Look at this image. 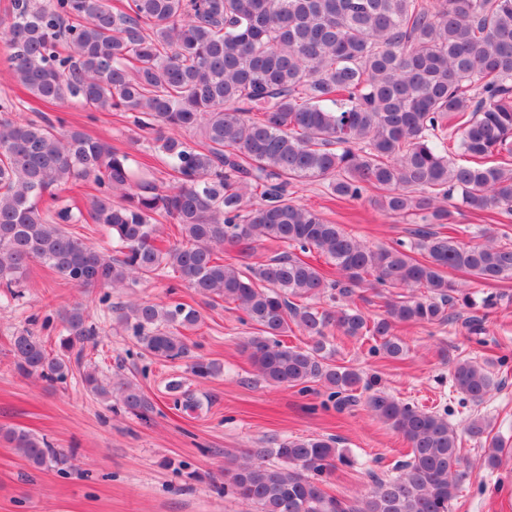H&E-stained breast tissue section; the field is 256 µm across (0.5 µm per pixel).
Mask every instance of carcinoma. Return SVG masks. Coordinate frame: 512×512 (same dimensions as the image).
<instances>
[{
  "mask_svg": "<svg viewBox=\"0 0 512 512\" xmlns=\"http://www.w3.org/2000/svg\"><path fill=\"white\" fill-rule=\"evenodd\" d=\"M17 82L45 102H75L97 112H129L171 170L166 186L132 181V155L100 138L40 122L0 120V287L12 289L39 263L74 286L117 288L167 276L209 301L235 304L259 334L243 346L267 383L321 382L336 410L366 406L409 445L401 474L352 504L330 494L323 476L348 463L332 437H297L257 448L224 466L230 494L256 512H449L469 475L447 414L420 409L362 384L355 369L329 363L333 331L374 340L373 352L401 360L398 324L448 321L470 296L448 276L485 284L512 278V248L467 244L441 231L415 230L420 261L397 248L373 250L338 224L296 202L290 188L319 182L332 198L374 203L392 216L449 220L438 206L456 200L475 211L512 215V0H13L3 32ZM183 131L200 135L192 145ZM465 159L463 163L454 157ZM93 183L87 214L59 206V192ZM118 195L121 202L112 201ZM89 219L112 235L99 250L68 230ZM171 221L175 241L155 244ZM270 242L282 252L246 275L225 247ZM315 251L336 268L327 277ZM398 294L370 320L356 308L336 312L309 303L329 290L350 296L366 277ZM145 352L185 360L201 379L221 365L194 355L181 334L201 313L178 301L108 308ZM297 328L304 346L283 337ZM59 336L25 330L12 340L16 371L50 385L66 382L76 346L97 344V326L81 305L42 324ZM456 391L481 403L492 375L470 360L451 365ZM82 386L142 418L152 403L131 381L113 384L96 367ZM4 437L38 470H60L66 453L23 428ZM506 445L491 442L485 465ZM274 454L281 464L266 462Z\"/></svg>",
  "mask_w": 512,
  "mask_h": 512,
  "instance_id": "obj_1",
  "label": "carcinoma"
}]
</instances>
